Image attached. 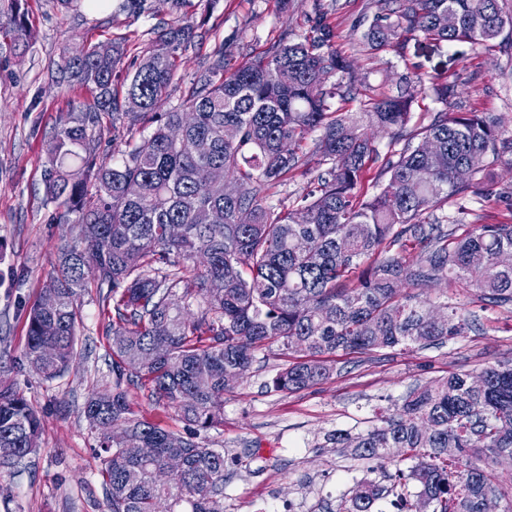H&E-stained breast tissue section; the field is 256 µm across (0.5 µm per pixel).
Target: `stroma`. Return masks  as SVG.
Returning <instances> with one entry per match:
<instances>
[{
    "label": "stroma",
    "mask_w": 512,
    "mask_h": 512,
    "mask_svg": "<svg viewBox=\"0 0 512 512\" xmlns=\"http://www.w3.org/2000/svg\"><path fill=\"white\" fill-rule=\"evenodd\" d=\"M117 0L61 12L56 0H27L31 37L14 45L0 35V388L21 391L39 412V446L0 469V512H109L97 457L98 439L83 409L89 395L112 389V355L102 298L89 287L77 298L79 354L68 372L45 380L21 362L27 316L58 270V248L76 237L45 201L46 146L62 117L92 95L57 83L61 54L94 45H147L168 21L163 0L152 13L116 14ZM371 0H191L188 21L217 37L234 36L233 62L271 48L279 36L307 34L324 12L334 42L356 78L377 92L394 90L402 75L421 66L427 77L458 86L457 110L484 112L512 132V48L496 39L479 47L406 36L400 53L365 55L355 16ZM497 192L482 198L449 197L445 207L460 224H512V162L487 168ZM431 301L471 313L476 330L440 345H412L366 353L337 352L336 370L311 388L281 393L269 383L284 358L271 352L224 394V425L210 431L208 447L223 453L224 512H336L342 497L370 479L392 485L395 468L362 460L330 441L378 426L406 394L453 373H479L512 360V306H491L456 279L427 289Z\"/></svg>",
    "instance_id": "35a3bbf8"
}]
</instances>
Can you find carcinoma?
Returning a JSON list of instances; mask_svg holds the SVG:
<instances>
[{"mask_svg": "<svg viewBox=\"0 0 512 512\" xmlns=\"http://www.w3.org/2000/svg\"><path fill=\"white\" fill-rule=\"evenodd\" d=\"M173 17L137 55L124 95L112 77L124 45H95L57 63L60 79L86 86L93 101L69 113L48 142L43 182L46 202L64 208L59 222L78 225L61 245L60 274L51 277L57 300L28 314L23 360L46 380L67 372L77 356L78 292L91 272L102 299L112 304V392L84 407L99 436L105 494L111 512H224V454L195 441L224 425V391L242 379L258 356L276 346L285 363L272 379L292 393L329 378L338 351H373L438 345L462 336L474 322L455 306L434 305L407 292L453 276L479 289L481 299L512 304V224H475L461 230L437 211L448 197L491 194L484 172L512 154V134L483 112H456L446 80L431 90L443 109L429 124L409 128L415 84L404 77L396 92L377 95L356 82L349 59L333 44V30L318 18L310 33L281 37L266 55L232 71V46L215 43L180 103L164 108L176 76L178 52L211 37L178 12L186 0H165ZM502 0H376L362 51L399 52L401 36L419 33L448 43L483 45L512 30ZM452 13L456 24L442 26ZM15 39L31 33L21 0L0 15V29ZM356 105V111L348 106ZM130 119L147 135L125 143L121 162L96 160L91 130L102 116ZM237 138L224 140V128ZM181 140L171 138L173 128ZM389 137L379 153L367 128ZM316 143L321 169L314 190L296 207L269 202L262 190L282 184L305 165L303 141ZM287 141L292 149L280 150ZM378 165V191L357 195L362 173ZM219 167L224 179H210ZM237 195L224 193V180ZM219 211L224 222L212 224ZM180 224L178 239L167 226ZM205 258L192 280L186 264ZM164 342L168 350L145 366L136 363ZM484 386L454 373L415 389L383 425L340 437L361 459L402 451L389 493L399 512H482L497 493L489 465L512 461V361L484 368ZM144 380L151 397L174 407L189 434L171 432L132 408L129 387ZM41 419L26 397L0 390V466L39 447ZM183 468L167 484V460ZM418 487L416 498L408 485ZM381 494L372 482L344 498L337 512H370Z\"/></svg>", "mask_w": 512, "mask_h": 512, "instance_id": "cac0c4a2", "label": "carcinoma"}]
</instances>
